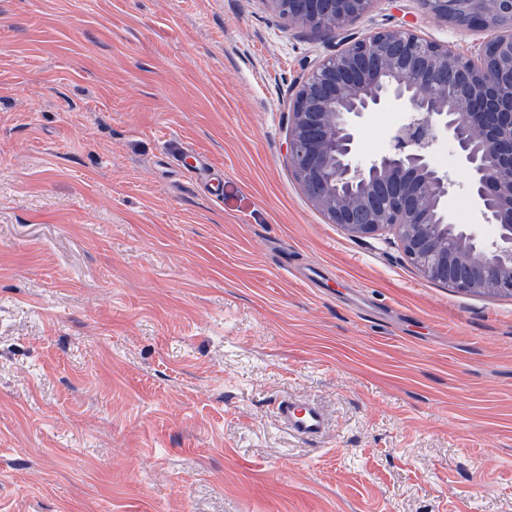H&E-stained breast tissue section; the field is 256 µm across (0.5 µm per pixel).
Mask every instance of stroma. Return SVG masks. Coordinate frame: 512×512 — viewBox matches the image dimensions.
<instances>
[{
    "instance_id": "35a3bbf8",
    "label": "stroma",
    "mask_w": 512,
    "mask_h": 512,
    "mask_svg": "<svg viewBox=\"0 0 512 512\" xmlns=\"http://www.w3.org/2000/svg\"><path fill=\"white\" fill-rule=\"evenodd\" d=\"M406 20L486 38L421 0L345 34ZM335 51L265 0H0V512H512V298L327 223L286 162ZM277 416L289 431L311 441L323 437L328 430L324 413L311 402L284 400L277 408Z\"/></svg>"
}]
</instances>
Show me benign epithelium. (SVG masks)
Wrapping results in <instances>:
<instances>
[{"label": "benign epithelium", "instance_id": "benign-epithelium-1", "mask_svg": "<svg viewBox=\"0 0 512 512\" xmlns=\"http://www.w3.org/2000/svg\"><path fill=\"white\" fill-rule=\"evenodd\" d=\"M271 11L340 41L316 63L289 103L286 159L328 223L353 237L397 232L419 273L463 292L512 297V0H424L433 16L491 37L468 58L411 27L342 37L374 0H266ZM406 115L390 149L354 163L371 112ZM448 139L469 180L432 163ZM461 190L483 224L455 225L448 194ZM461 267L479 273L457 278Z\"/></svg>", "mask_w": 512, "mask_h": 512}]
</instances>
